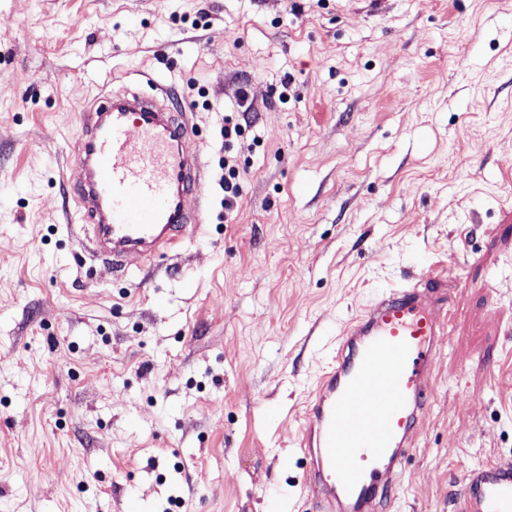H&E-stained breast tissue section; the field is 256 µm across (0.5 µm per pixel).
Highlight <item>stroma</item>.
<instances>
[{"label": "stroma", "mask_w": 512, "mask_h": 512, "mask_svg": "<svg viewBox=\"0 0 512 512\" xmlns=\"http://www.w3.org/2000/svg\"><path fill=\"white\" fill-rule=\"evenodd\" d=\"M150 79L205 227L120 276L75 224V143ZM439 260L462 282L389 512L512 457V0H0V512H312L295 440L339 327ZM247 109L244 112L237 113L235 119L225 117L224 119V147L229 145L232 139L244 138L253 130L252 122L247 116ZM221 187L224 190V211H232L242 192L239 164L234 156L224 155V177Z\"/></svg>", "instance_id": "1"}]
</instances>
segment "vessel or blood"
<instances>
[{"label":"vessel or blood","instance_id":"1","mask_svg":"<svg viewBox=\"0 0 512 512\" xmlns=\"http://www.w3.org/2000/svg\"><path fill=\"white\" fill-rule=\"evenodd\" d=\"M202 173L165 103L113 87L84 112L72 176L91 242L113 264L151 259L200 232L202 214L183 198ZM451 291L445 270L420 266L343 331L297 439L312 463L304 492L313 512H388L433 403L431 364ZM452 512H512V459L467 469Z\"/></svg>","mask_w":512,"mask_h":512}]
</instances>
